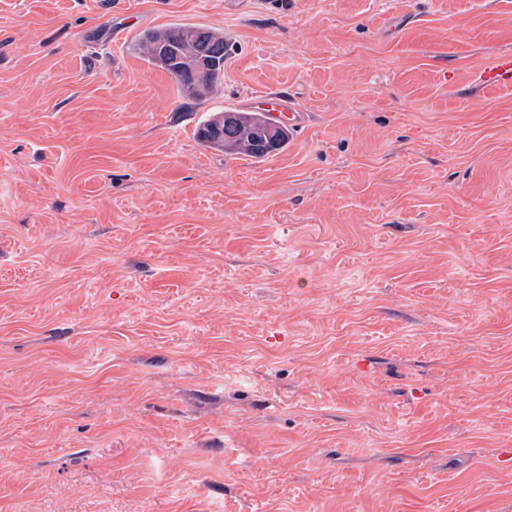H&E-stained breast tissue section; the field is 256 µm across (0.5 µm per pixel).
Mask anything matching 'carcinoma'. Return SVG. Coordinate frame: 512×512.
I'll return each instance as SVG.
<instances>
[{"instance_id": "1", "label": "carcinoma", "mask_w": 512, "mask_h": 512, "mask_svg": "<svg viewBox=\"0 0 512 512\" xmlns=\"http://www.w3.org/2000/svg\"><path fill=\"white\" fill-rule=\"evenodd\" d=\"M138 47L145 62L170 74L180 97L200 100L224 78V60L231 44L224 34L191 24H177L143 32ZM211 61L204 80L196 77L195 59ZM199 140L226 155L264 161L281 152L292 130L275 124L261 112H218L197 129Z\"/></svg>"}]
</instances>
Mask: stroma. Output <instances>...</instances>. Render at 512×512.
Segmentation results:
<instances>
[{
    "instance_id": "35a3bbf8",
    "label": "stroma",
    "mask_w": 512,
    "mask_h": 512,
    "mask_svg": "<svg viewBox=\"0 0 512 512\" xmlns=\"http://www.w3.org/2000/svg\"><path fill=\"white\" fill-rule=\"evenodd\" d=\"M507 53L512 0H0V512H512ZM263 92L287 150L197 139ZM188 30H195L196 38L187 41ZM138 47L145 62L170 74L177 83L180 97L200 100L224 78V60L231 51V44L223 33L191 24H177L158 30L144 31ZM211 61L206 78L200 81L196 69L203 72ZM480 78L488 85L512 84V55L501 54L492 57L482 67Z\"/></svg>"
}]
</instances>
